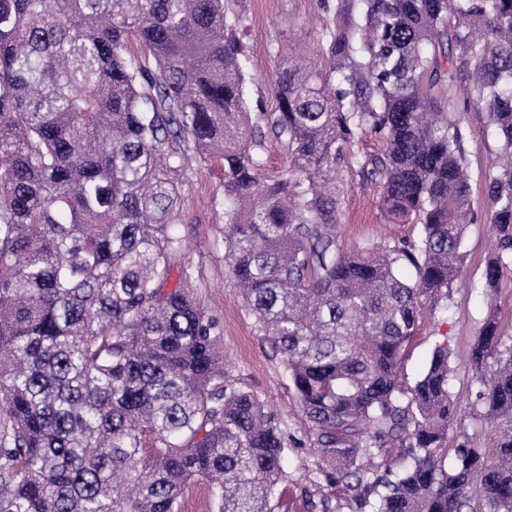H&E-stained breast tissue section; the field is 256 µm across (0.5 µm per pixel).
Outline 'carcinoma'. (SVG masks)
Instances as JSON below:
<instances>
[{"label":"carcinoma","instance_id":"obj_1","mask_svg":"<svg viewBox=\"0 0 512 512\" xmlns=\"http://www.w3.org/2000/svg\"><path fill=\"white\" fill-rule=\"evenodd\" d=\"M324 67L277 49L275 106L249 111L224 0H0V512H274L288 451L224 383L215 323L169 286L188 152L224 167V239L327 483L359 512H512V0H336ZM465 81L509 161L486 181L488 316L469 351L492 449L457 430L448 345L413 383L426 301L462 275L471 221L459 123L424 86ZM361 168L404 243L345 247L331 169ZM287 152L261 177V152ZM455 437H450V434ZM456 440L448 465V442ZM300 512H331L301 491ZM264 161V172L267 175L274 176L284 171L286 156L284 149L276 143H266V150L262 153ZM498 319L500 321L501 330L505 336L506 343H510L507 339L512 337V279L504 278L497 293ZM180 512H214L213 499L205 483H192L181 500Z\"/></svg>","mask_w":512,"mask_h":512}]
</instances>
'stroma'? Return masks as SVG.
<instances>
[{
    "label": "stroma",
    "instance_id": "1",
    "mask_svg": "<svg viewBox=\"0 0 512 512\" xmlns=\"http://www.w3.org/2000/svg\"><path fill=\"white\" fill-rule=\"evenodd\" d=\"M229 13L245 14L240 33L245 77L244 97L250 111L271 109L270 79L274 48L299 45L311 65H320L317 54L323 26L336 22L322 0H225ZM434 93L448 113L459 116L462 144L471 173L470 205L473 223L464 239V276L448 290L447 298L426 303L421 330L405 361L408 379H416L428 356L439 344L451 352L454 374L450 390L462 408L459 427L474 447L488 448L491 436L476 419L473 404L469 351L485 321L483 273L490 234V209L485 181L500 142L486 112L464 105L457 85L441 83ZM379 141L371 134L359 136L350 152L338 159L332 171L341 223L340 241L348 246L416 240L414 224L389 223L377 199V189L358 164L360 157L377 153ZM183 203L174 227L179 247L173 256L174 280L187 288L196 302L218 324V344L224 352L226 383L253 392L275 414L288 434L287 476L275 489V512H298L303 487L316 477L318 460L311 446L309 424L299 410L297 395L284 370L282 358L248 314L225 256L224 171L217 162L201 161L187 154L181 176Z\"/></svg>",
    "mask_w": 512,
    "mask_h": 512
}]
</instances>
